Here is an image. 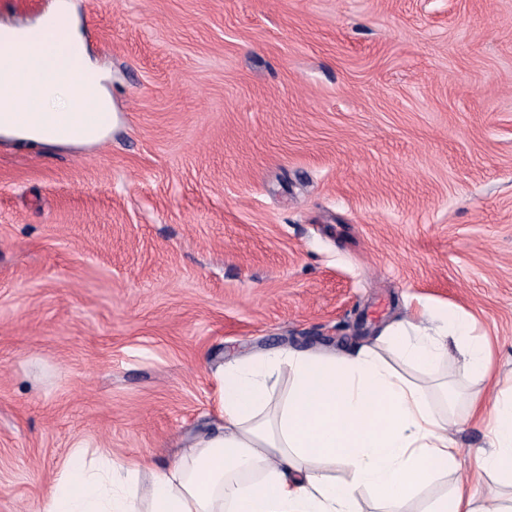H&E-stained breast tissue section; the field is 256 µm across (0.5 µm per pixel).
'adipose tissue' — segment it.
Instances as JSON below:
<instances>
[{"label":"adipose tissue","instance_id":"adipose-tissue-1","mask_svg":"<svg viewBox=\"0 0 512 512\" xmlns=\"http://www.w3.org/2000/svg\"><path fill=\"white\" fill-rule=\"evenodd\" d=\"M51 14V27L0 26V139L30 148L100 143L114 116L106 76H83L91 61L69 0H56ZM452 344L472 386L467 413L486 422L491 447L473 455L469 482L453 483L422 512H512V392L485 402L474 386L491 370L489 339L427 307L346 356L287 349L226 362L216 375V430L152 470L147 489L137 481L144 461L90 463L78 443L41 512H363L366 492L377 512H409L421 489L460 468L450 434L458 419L438 412L429 383L396 372L382 351L432 375ZM336 463L343 477L328 473ZM487 477L498 487L477 500L472 487Z\"/></svg>","mask_w":512,"mask_h":512}]
</instances>
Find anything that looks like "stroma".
<instances>
[{
    "mask_svg": "<svg viewBox=\"0 0 512 512\" xmlns=\"http://www.w3.org/2000/svg\"><path fill=\"white\" fill-rule=\"evenodd\" d=\"M117 121L0 143V512L70 448L172 464L215 369L420 302L512 387V0H73Z\"/></svg>",
    "mask_w": 512,
    "mask_h": 512,
    "instance_id": "35a3bbf8",
    "label": "stroma"
}]
</instances>
